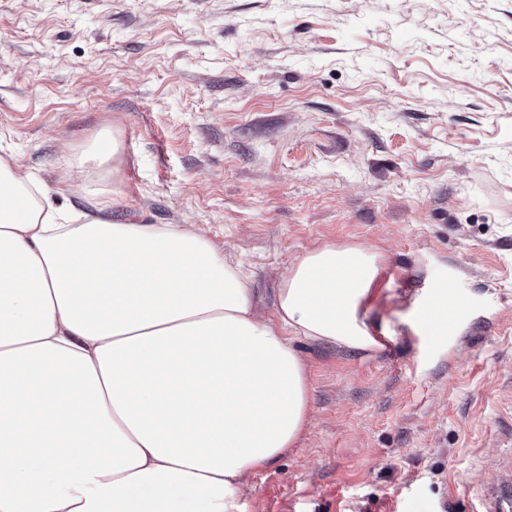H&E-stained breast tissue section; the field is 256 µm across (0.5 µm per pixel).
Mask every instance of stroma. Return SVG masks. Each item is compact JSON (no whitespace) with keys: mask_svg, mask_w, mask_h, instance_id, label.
Instances as JSON below:
<instances>
[{"mask_svg":"<svg viewBox=\"0 0 512 512\" xmlns=\"http://www.w3.org/2000/svg\"><path fill=\"white\" fill-rule=\"evenodd\" d=\"M118 224H192L263 302L378 253L376 351L304 337L311 423L241 512H469L512 456V0H0V158ZM463 309L412 331L439 283ZM118 151V143L112 137V143L107 147L98 145L97 151L86 154L79 159V167L84 168L86 165L101 172L107 176L110 173L109 163Z\"/></svg>","mask_w":512,"mask_h":512,"instance_id":"1","label":"stroma"}]
</instances>
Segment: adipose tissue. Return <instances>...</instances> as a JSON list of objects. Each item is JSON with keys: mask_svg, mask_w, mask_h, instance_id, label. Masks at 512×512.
I'll list each match as a JSON object with an SVG mask.
<instances>
[{"mask_svg": "<svg viewBox=\"0 0 512 512\" xmlns=\"http://www.w3.org/2000/svg\"><path fill=\"white\" fill-rule=\"evenodd\" d=\"M54 195L0 159V512H240L247 477L309 420L293 337L378 347L362 313L376 256L306 252L265 316L193 225ZM461 309L444 287L411 324L442 336Z\"/></svg>", "mask_w": 512, "mask_h": 512, "instance_id": "obj_1", "label": "adipose tissue"}]
</instances>
